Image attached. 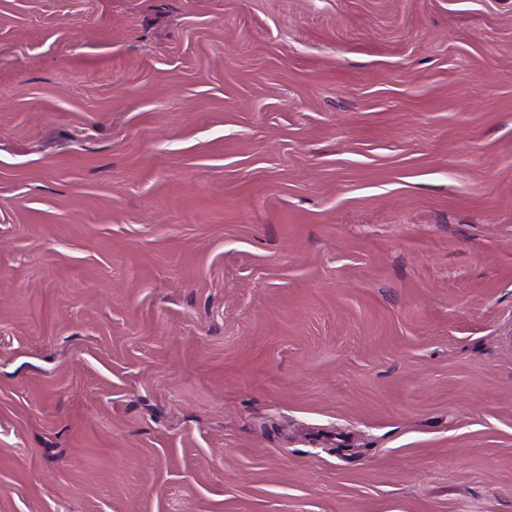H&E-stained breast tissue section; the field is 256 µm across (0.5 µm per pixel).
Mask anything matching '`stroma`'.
<instances>
[{"instance_id": "35a3bbf8", "label": "stroma", "mask_w": 512, "mask_h": 512, "mask_svg": "<svg viewBox=\"0 0 512 512\" xmlns=\"http://www.w3.org/2000/svg\"><path fill=\"white\" fill-rule=\"evenodd\" d=\"M0 512H512V0H0Z\"/></svg>"}]
</instances>
